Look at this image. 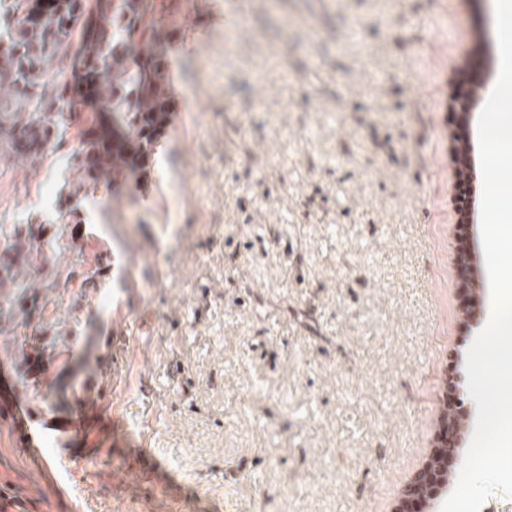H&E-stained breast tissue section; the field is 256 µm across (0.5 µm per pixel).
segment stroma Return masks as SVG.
Listing matches in <instances>:
<instances>
[{
    "mask_svg": "<svg viewBox=\"0 0 512 512\" xmlns=\"http://www.w3.org/2000/svg\"><path fill=\"white\" fill-rule=\"evenodd\" d=\"M144 23L171 104L147 176L101 186L74 236L53 221L63 159L0 162V224L38 219L56 243L33 273L43 319L0 336L16 400L0 501L393 512L473 340L449 102L473 50L496 82L493 0H149ZM97 253L95 287H79ZM36 331L46 377L24 385L18 341ZM48 380L65 389L51 408ZM87 405L104 428L64 426Z\"/></svg>",
    "mask_w": 512,
    "mask_h": 512,
    "instance_id": "stroma-1",
    "label": "stroma"
}]
</instances>
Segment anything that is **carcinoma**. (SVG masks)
<instances>
[{"mask_svg": "<svg viewBox=\"0 0 512 512\" xmlns=\"http://www.w3.org/2000/svg\"><path fill=\"white\" fill-rule=\"evenodd\" d=\"M0 0V158L51 164L68 128L89 119L92 106L112 115L121 134L119 149L84 135L70 152L75 173L62 190L54 223L80 224L74 201L98 191L106 179L120 181L146 167L164 123L167 66L157 50L139 48L145 0ZM96 85L90 105L79 99L76 79ZM33 221L0 227V335L41 315L32 285L20 279L42 258L44 246Z\"/></svg>", "mask_w": 512, "mask_h": 512, "instance_id": "carcinoma-1", "label": "carcinoma"}]
</instances>
